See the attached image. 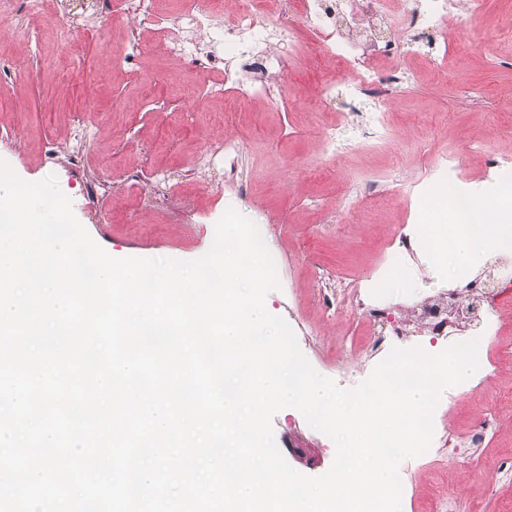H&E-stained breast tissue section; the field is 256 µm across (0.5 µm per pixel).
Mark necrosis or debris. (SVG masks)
Listing matches in <instances>:
<instances>
[{"mask_svg":"<svg viewBox=\"0 0 512 512\" xmlns=\"http://www.w3.org/2000/svg\"><path fill=\"white\" fill-rule=\"evenodd\" d=\"M93 16L81 11L62 13L58 35L67 54L82 50V39L106 40L113 27L127 26V45L139 53V26H151L162 36L170 55L191 59L211 98L233 93L241 99H263L278 104L283 94L274 80L286 60L300 57L309 41L325 48V56L338 71L351 78L345 108L360 117L369 140L385 144L392 136L389 104L408 78L402 68L382 69L393 46L380 39L376 28L410 32L448 29V47L467 55L475 46L469 26L485 15L484 0H428L425 10H412L395 19L390 0H239L233 12H225L223 0H180L170 11L160 0H95ZM371 18L374 28L362 32L356 41L344 35L357 16ZM240 142L225 139L222 146L203 147L197 154L191 176L205 181L213 174L238 176ZM486 178L470 185L462 174L458 156L444 158L419 184L404 185V201L425 203L454 191L457 199H493L495 186L512 175V157L490 152L485 156ZM324 294L326 307L360 314L372 336L371 353L381 352L395 338L407 337L405 325L392 318L383 299V282L360 283L345 277L330 280ZM512 300V273L492 284L486 275L468 279L462 287L450 288L440 302L423 307L420 317L433 340L457 343L467 340L466 325L477 323L493 309Z\"/></svg>","mask_w":512,"mask_h":512,"instance_id":"obj_1","label":"necrosis or debris"}]
</instances>
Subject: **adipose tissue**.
Wrapping results in <instances>:
<instances>
[{
    "mask_svg": "<svg viewBox=\"0 0 512 512\" xmlns=\"http://www.w3.org/2000/svg\"><path fill=\"white\" fill-rule=\"evenodd\" d=\"M422 225L434 241L430 261L435 270L457 277L468 274L494 247L512 242V186L503 187L494 203H433Z\"/></svg>",
    "mask_w": 512,
    "mask_h": 512,
    "instance_id": "1",
    "label": "adipose tissue"
}]
</instances>
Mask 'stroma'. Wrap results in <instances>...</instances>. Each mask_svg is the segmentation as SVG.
I'll return each instance as SVG.
<instances>
[{"label":"stroma","mask_w":512,"mask_h":512,"mask_svg":"<svg viewBox=\"0 0 512 512\" xmlns=\"http://www.w3.org/2000/svg\"><path fill=\"white\" fill-rule=\"evenodd\" d=\"M485 8L489 22L471 30L474 53L465 59L447 56L444 84L434 77L435 54L424 40L394 32L393 62L411 70L415 80L390 107L392 137L372 150L357 120L340 123L346 150L332 167L322 163L319 144L325 126L339 123L345 77H336L337 99L321 103L325 75L318 65L324 54L319 43H310L304 56L276 76L285 92L279 108L255 101L228 113L221 101L201 93L173 96L170 77L193 85L198 76L188 60L169 57L151 34H144L147 50L133 63H126L120 49L91 50L74 56L62 72L54 66L61 46L45 34L56 23L54 10L29 18L30 27L42 34L33 48L12 42L10 20L2 17L0 52L8 51L24 68L0 76V128L12 132L0 140V161L29 183L56 176L77 220L115 258H200L215 239L217 223L227 209H235L263 229L276 261L279 287L267 294L266 310L287 322L318 373L348 390L373 371L362 352L366 332L358 317L324 310L317 272L374 278L389 264L398 229L421 223L403 201L379 205L365 195L366 184L385 170L418 180L448 153L459 155L464 174L476 183L484 173L477 146L512 153V0H485ZM160 98L168 99L166 110H157ZM79 109L92 132L83 143L72 138ZM228 138L243 146L239 165L249 181L247 193L218 179L180 182L164 206L145 205L158 173L178 178L203 144L216 146ZM54 144L83 152L85 170L51 161ZM93 177L112 184L111 197L94 205L84 189ZM448 285L423 257L415 266H392L386 295L393 312L412 324L420 305L436 300ZM484 360L486 380L444 400L439 416L446 429L459 433L493 414L495 434L466 459L403 461L402 512H440L432 497L439 484L455 512H512V483L496 470L499 460L512 458V402L498 396L512 390V365L498 362L492 351ZM272 424L279 450L296 471L319 476L330 468L332 440L312 429L299 411L282 409Z\"/></svg>","instance_id":"stroma-1"}]
</instances>
